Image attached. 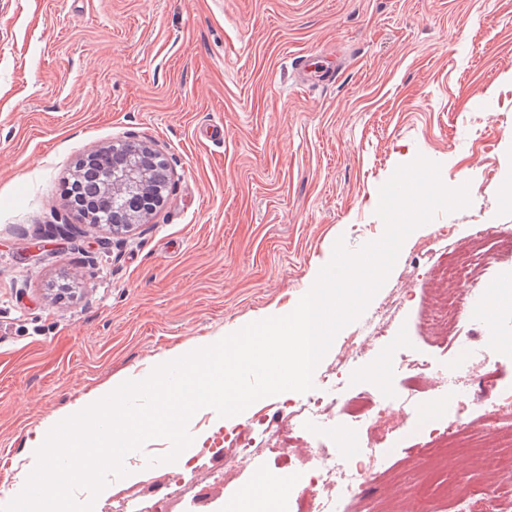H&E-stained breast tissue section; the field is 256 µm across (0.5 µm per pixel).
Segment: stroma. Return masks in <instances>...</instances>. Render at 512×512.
<instances>
[{"label":"stroma","mask_w":512,"mask_h":512,"mask_svg":"<svg viewBox=\"0 0 512 512\" xmlns=\"http://www.w3.org/2000/svg\"><path fill=\"white\" fill-rule=\"evenodd\" d=\"M141 141L168 164L164 204L115 237L65 209V187L91 150ZM425 157L470 203L439 213L404 241L369 310L391 314L390 338L340 355L345 326L312 382L336 374L334 414L294 416L297 392L261 398L216 424L198 411L182 474L194 482L178 512H230L258 476L295 470L280 512H309L302 461L256 448L222 449L226 431L265 417L296 453L367 446L344 404L365 389L403 391L402 359L420 361L422 392L386 411L380 474L358 512H512V410L475 425L452 449L433 428L457 420L472 373L512 385V255L473 284L464 335L441 336L432 299L442 285L417 253L449 225L457 245L473 224L512 228V0H0V507L23 490L25 448L89 392L121 375L147 379L159 358L238 325L292 311L336 241L358 251L385 231L379 191ZM65 224L64 248L25 260ZM453 375L454 384L443 381ZM172 448L153 439L80 503L106 512L120 491L167 496Z\"/></svg>","instance_id":"stroma-1"}]
</instances>
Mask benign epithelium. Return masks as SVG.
I'll use <instances>...</instances> for the list:
<instances>
[{
  "instance_id": "benign-epithelium-1",
  "label": "benign epithelium",
  "mask_w": 512,
  "mask_h": 512,
  "mask_svg": "<svg viewBox=\"0 0 512 512\" xmlns=\"http://www.w3.org/2000/svg\"><path fill=\"white\" fill-rule=\"evenodd\" d=\"M165 167L164 159L150 145L122 142L91 151L82 158L74 177L101 183L103 200H119L112 207V233L129 231L144 222L160 203L163 186L156 169Z\"/></svg>"
}]
</instances>
